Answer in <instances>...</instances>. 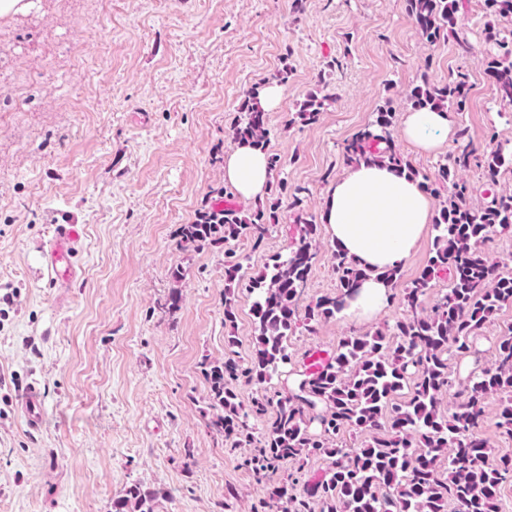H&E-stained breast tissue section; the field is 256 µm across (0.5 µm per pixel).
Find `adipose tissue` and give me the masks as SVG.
Listing matches in <instances>:
<instances>
[{
    "mask_svg": "<svg viewBox=\"0 0 512 512\" xmlns=\"http://www.w3.org/2000/svg\"><path fill=\"white\" fill-rule=\"evenodd\" d=\"M455 134L448 112L405 113L401 138L419 153H436ZM272 173L268 155L247 143L224 154V181L238 197H262ZM435 202L418 180L381 164L351 166L327 190L320 220L336 249L367 272L360 291L343 314L371 318L388 304L392 285L383 271L408 259L429 231Z\"/></svg>",
    "mask_w": 512,
    "mask_h": 512,
    "instance_id": "obj_1",
    "label": "adipose tissue"
}]
</instances>
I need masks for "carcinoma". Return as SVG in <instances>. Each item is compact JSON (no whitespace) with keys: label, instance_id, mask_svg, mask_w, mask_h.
<instances>
[{"label":"carcinoma","instance_id":"obj_1","mask_svg":"<svg viewBox=\"0 0 512 512\" xmlns=\"http://www.w3.org/2000/svg\"><path fill=\"white\" fill-rule=\"evenodd\" d=\"M422 39L435 43L455 28L460 0H406ZM487 12L512 19V0H483ZM488 45L481 65L492 79L496 99L512 106V42L489 24ZM467 75L457 73L438 86L423 81L410 92L417 110L462 112ZM326 99L313 94L301 104L296 119L313 125ZM294 119V120H296ZM289 120V123H294ZM392 109L384 105L375 120L344 147L345 160L383 163L412 178L419 172L391 139ZM231 142H249L267 149L270 129L257 96L244 100L231 127ZM477 148L459 141L439 165L433 194L448 187V198L433 218L435 245L429 264L403 287V313L393 323L370 333L344 338L327 358L305 356L303 377L293 387L246 407L232 388L272 380L292 362L288 338L302 327L308 333L336 315L341 296L358 289L365 272L343 252L335 253L337 288L341 295L322 296L304 316L297 304L307 286L317 255L318 225L299 213L298 237L286 255H277L253 280L255 351L247 361L228 357L201 362L208 385L209 432L233 438L236 446L259 444L245 461L257 481L268 480L289 461L329 459L316 481H287L267 488L273 512H496L500 487L512 477V457L489 462L492 444L481 432L485 402L500 397L498 426L512 435V325L495 343L494 363L483 362L480 342L485 325L502 309L512 307V272L486 251L493 233L512 231V193L500 191L475 206L466 186L457 180ZM484 185L497 186L512 156L490 142L483 149ZM305 188L288 189L279 180L269 197L244 211L210 203L195 219L178 228L180 246L201 250L218 244L224 250V325L236 320V288L243 265L230 244L241 238L259 247L276 227L282 198L298 209ZM448 275V292L426 311L423 298L440 275ZM469 371L462 400L455 410L441 408L462 365ZM349 439H344V435ZM455 449L448 455V449ZM157 493L130 485L113 503V512H155Z\"/></svg>","mask_w":512,"mask_h":512}]
</instances>
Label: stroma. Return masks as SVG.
<instances>
[{"label":"stroma","instance_id":"stroma-1","mask_svg":"<svg viewBox=\"0 0 512 512\" xmlns=\"http://www.w3.org/2000/svg\"><path fill=\"white\" fill-rule=\"evenodd\" d=\"M30 2L0 18V512H112L135 482L163 490L156 512H270L245 466L253 448L205 427L200 364L251 356L249 278L289 251L297 214L319 219L348 168L345 142L379 106L403 114L413 87L465 71L457 131L512 152V107L478 62L492 21L483 0H464L454 32L432 45L406 0ZM460 33L473 57L456 54ZM285 67L268 151L304 202L279 211L260 249L234 243L246 278L228 328L223 247L182 250L176 231L215 197L237 204L224 185L228 132ZM312 93L328 99L319 122L295 123ZM58 224L81 227L82 274L56 287L43 252ZM334 253L320 233L307 300L336 295ZM174 287L182 300L169 313ZM400 315L395 293L371 320L333 317L291 336L288 351L297 363ZM34 380L45 392L37 430L16 404Z\"/></svg>","mask_w":512,"mask_h":512}]
</instances>
